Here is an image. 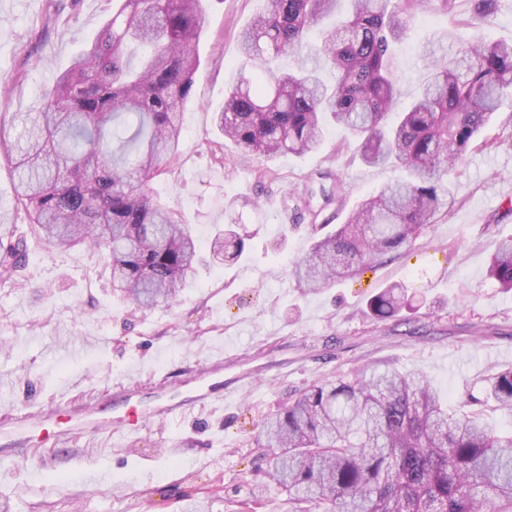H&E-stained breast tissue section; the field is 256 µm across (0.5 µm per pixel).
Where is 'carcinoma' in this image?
I'll return each instance as SVG.
<instances>
[{"label":"carcinoma","mask_w":512,"mask_h":512,"mask_svg":"<svg viewBox=\"0 0 512 512\" xmlns=\"http://www.w3.org/2000/svg\"><path fill=\"white\" fill-rule=\"evenodd\" d=\"M339 2L266 0L238 36L253 69L234 77L216 115L240 162L303 156L335 127L355 138L365 165L403 170L293 262L305 291L412 243L450 206L449 175L512 90V44L476 34L433 62L401 106L394 46L424 0H349L339 24L324 28ZM202 15V0H116L23 133L0 124V159L17 172L30 235L65 251L107 252L112 287L139 309L173 303L198 260L199 240L153 182L180 155ZM317 28L313 49L306 35ZM288 57L293 66H278ZM244 248L230 227L210 240L226 261ZM27 266L26 240L0 237V282L22 283ZM488 274L512 291V237L497 241ZM406 301L390 286L368 311L383 321ZM486 390L512 413V367ZM254 442L269 464L255 505L285 493L288 512H512V426L449 412L419 371L366 369L314 384L266 418Z\"/></svg>","instance_id":"obj_1"}]
</instances>
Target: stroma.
I'll use <instances>...</instances> for the list:
<instances>
[{"mask_svg":"<svg viewBox=\"0 0 512 512\" xmlns=\"http://www.w3.org/2000/svg\"><path fill=\"white\" fill-rule=\"evenodd\" d=\"M449 18L437 0L415 10L397 45L399 91L410 101L432 59L453 57L479 34L512 43V0L475 21L471 0ZM265 0H205L200 66L183 112L181 155L154 182L199 238L200 259L172 305L145 312L114 292L106 258L61 252L29 239L23 284L0 283V414H38L50 402L81 404L135 392V406L160 391L190 388L199 365L224 357L234 372L256 375L246 399L190 410L133 435L86 432L64 447L31 445L0 462V512H241L267 460L252 438L263 419L320 381L366 367L421 371L450 404L465 402L492 424H512L484 394L485 380L512 367V292L487 275L495 242L512 235V97L452 179L453 201L412 245L330 288L302 293L290 270L315 228L335 227L379 186L387 167L352 157L353 138L331 131L321 147L269 164L227 160L215 114L244 64L238 31ZM112 14L110 0H0V121L20 123ZM40 66H33L34 58ZM342 183L324 203L319 176ZM311 197L312 211L301 200ZM237 224L245 250L234 264L213 260L218 224ZM15 176L0 161V232L25 230ZM399 283L415 295L409 323L366 315L369 299ZM106 476L86 486L88 468Z\"/></svg>","mask_w":512,"mask_h":512,"instance_id":"stroma-1","label":"stroma"}]
</instances>
